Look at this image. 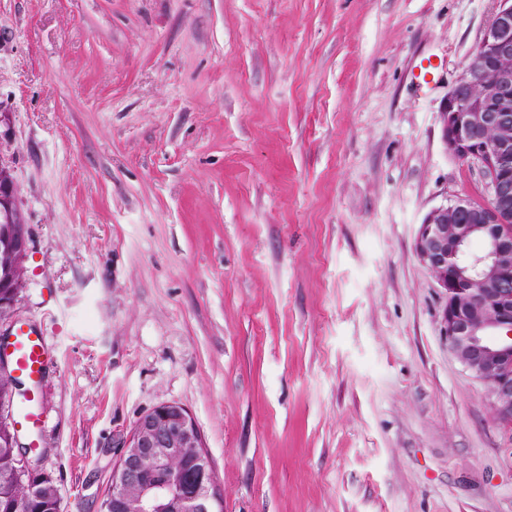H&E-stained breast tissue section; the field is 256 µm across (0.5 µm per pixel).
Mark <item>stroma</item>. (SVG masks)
I'll list each match as a JSON object with an SVG mask.
<instances>
[{"label":"stroma","mask_w":512,"mask_h":512,"mask_svg":"<svg viewBox=\"0 0 512 512\" xmlns=\"http://www.w3.org/2000/svg\"><path fill=\"white\" fill-rule=\"evenodd\" d=\"M495 0H0L19 323L61 512L176 402L223 512H512V427L414 249L480 199L439 111ZM21 324L14 328L15 341L4 353L15 356L18 369L29 379L32 385L41 381L48 352L44 340L33 329L24 330Z\"/></svg>","instance_id":"35a3bbf8"}]
</instances>
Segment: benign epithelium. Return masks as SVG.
I'll list each match as a JSON object with an SVG mask.
<instances>
[{"label":"benign epithelium","instance_id":"7a95c632","mask_svg":"<svg viewBox=\"0 0 512 512\" xmlns=\"http://www.w3.org/2000/svg\"><path fill=\"white\" fill-rule=\"evenodd\" d=\"M497 7L440 110L445 150L478 167L486 198L457 197L418 225L415 252L443 290L442 335L466 370L489 388L498 419L512 424V0ZM483 92H478V89ZM0 161V317L18 293L15 274L29 232ZM480 239L479 253L470 249ZM203 465L197 479L169 467ZM222 501L200 428L178 403L142 414L112 471V512H216Z\"/></svg>","mask_w":512,"mask_h":512}]
</instances>
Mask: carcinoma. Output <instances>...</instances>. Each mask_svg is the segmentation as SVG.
<instances>
[{
    "label": "carcinoma",
    "mask_w": 512,
    "mask_h": 512,
    "mask_svg": "<svg viewBox=\"0 0 512 512\" xmlns=\"http://www.w3.org/2000/svg\"><path fill=\"white\" fill-rule=\"evenodd\" d=\"M15 453L0 447V512H60V497L52 480L33 493L26 480L16 476Z\"/></svg>",
    "instance_id": "cac0c4a2"
}]
</instances>
